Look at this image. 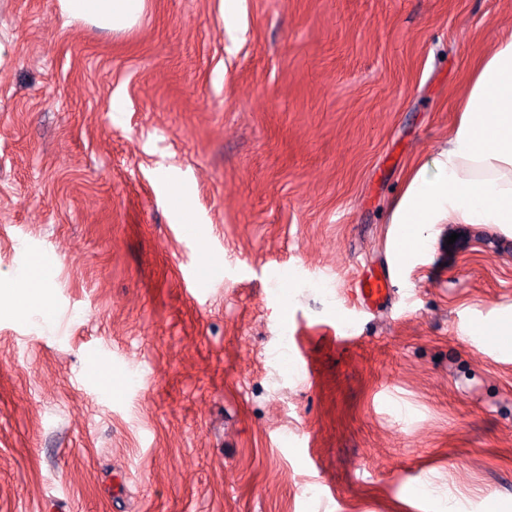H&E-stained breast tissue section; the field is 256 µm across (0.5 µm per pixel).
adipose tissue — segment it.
<instances>
[{"mask_svg": "<svg viewBox=\"0 0 512 512\" xmlns=\"http://www.w3.org/2000/svg\"><path fill=\"white\" fill-rule=\"evenodd\" d=\"M62 15L109 31L139 22L146 0H59ZM448 138L418 161L389 216L392 267L430 250L442 224L491 227L512 237V32L476 63Z\"/></svg>", "mask_w": 512, "mask_h": 512, "instance_id": "obj_1", "label": "adipose tissue"}]
</instances>
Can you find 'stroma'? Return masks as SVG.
<instances>
[{
	"instance_id": "35a3bbf8",
	"label": "stroma",
	"mask_w": 512,
	"mask_h": 512,
	"mask_svg": "<svg viewBox=\"0 0 512 512\" xmlns=\"http://www.w3.org/2000/svg\"><path fill=\"white\" fill-rule=\"evenodd\" d=\"M224 2L0 0V291L55 258L51 322L0 302V512H512V238L346 305L512 0ZM62 15L82 20L100 29L128 31L139 22L145 0H59Z\"/></svg>"
}]
</instances>
